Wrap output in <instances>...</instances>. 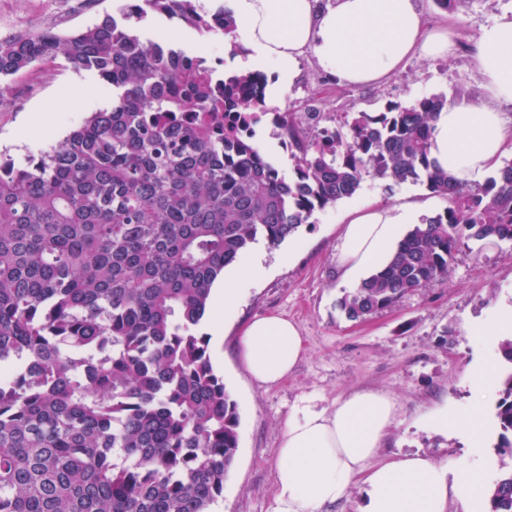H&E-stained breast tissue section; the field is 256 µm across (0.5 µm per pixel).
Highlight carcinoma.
Listing matches in <instances>:
<instances>
[{"label":"carcinoma","mask_w":512,"mask_h":512,"mask_svg":"<svg viewBox=\"0 0 512 512\" xmlns=\"http://www.w3.org/2000/svg\"><path fill=\"white\" fill-rule=\"evenodd\" d=\"M177 16L202 35L235 20L197 0H136L82 29L0 36L4 84L63 59L112 88L62 141L0 155V512H211L239 443L237 405L198 332L214 282L258 240L277 246L355 195L421 181L445 198L344 294L350 321L448 280L471 239L512 242V163L482 185L430 159L443 96L341 126L304 101L280 112L259 69L228 71L137 29ZM270 121L285 173L259 149ZM500 476L512 512V370L499 378Z\"/></svg>","instance_id":"1"}]
</instances>
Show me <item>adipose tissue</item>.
<instances>
[{
  "label": "adipose tissue",
  "mask_w": 512,
  "mask_h": 512,
  "mask_svg": "<svg viewBox=\"0 0 512 512\" xmlns=\"http://www.w3.org/2000/svg\"><path fill=\"white\" fill-rule=\"evenodd\" d=\"M224 8L238 23L243 56L262 58L285 83L293 82L307 52L337 82L372 85L414 53L445 57L456 48L448 30L427 27L415 0H224ZM468 51L485 98L438 113L431 156L472 184L512 151V130L502 118L512 107V14L484 26ZM415 217L377 201L347 210L337 245L344 280L357 283L377 270L394 252L401 226ZM239 350L250 377L264 385L288 378L306 352L298 325L275 314L250 321ZM395 409L390 393L368 390L337 400L329 411L303 406L289 414L274 461V512H323L359 482L360 512H445L449 500H477L483 480L469 462L451 473L418 454L376 463Z\"/></svg>",
  "instance_id": "1"
}]
</instances>
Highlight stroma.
<instances>
[{
    "mask_svg": "<svg viewBox=\"0 0 512 512\" xmlns=\"http://www.w3.org/2000/svg\"><path fill=\"white\" fill-rule=\"evenodd\" d=\"M122 3L101 0L94 12L69 15L61 0H0V35L50 22L75 30L99 14L114 12ZM418 7L431 25L448 28L457 42L465 44L482 26L511 12L512 0H470L453 13L442 11L434 0H418ZM160 31L171 44L204 57L208 64H221L226 71L239 67L228 47L214 49L211 37L179 18L159 16L140 29L147 37ZM265 72L271 106L282 109L311 99L321 111L337 116L381 112L392 102L408 105L433 95L451 102L476 101L482 95L473 62L462 50L450 58L412 56L388 81L369 87L337 84L319 72L308 54L301 58L292 86L280 84L273 67ZM5 98L8 106L0 110V151L22 163L63 139L88 112L106 107L111 95L96 76L59 60L12 81ZM374 197L429 215L446 205L425 185L406 183L388 191L365 178L356 195L316 214L293 238L275 247L264 246L268 275L248 283L232 311L216 308L224 340L209 345L208 354L237 404L240 424L224 494L212 512H272L273 464L288 414L304 405L329 409L337 399L364 390L388 392L397 405V422L378 462L395 454L418 453L451 467L459 458L470 456L486 481L495 479L500 460L499 435L492 424L497 395L487 396L481 405L482 449L476 454L468 440L438 432L425 417L444 403L469 408L472 370L486 362L499 363V342L477 341L467 330L482 324L494 305L512 304V243L469 241L457 254L446 282L407 294L392 308L352 322L337 305L350 289L337 271L339 221L348 207ZM270 313L299 324L307 352L288 381L262 385L245 370L238 342L248 321Z\"/></svg>",
    "mask_w": 512,
    "mask_h": 512,
    "instance_id": "stroma-1",
    "label": "stroma"
}]
</instances>
